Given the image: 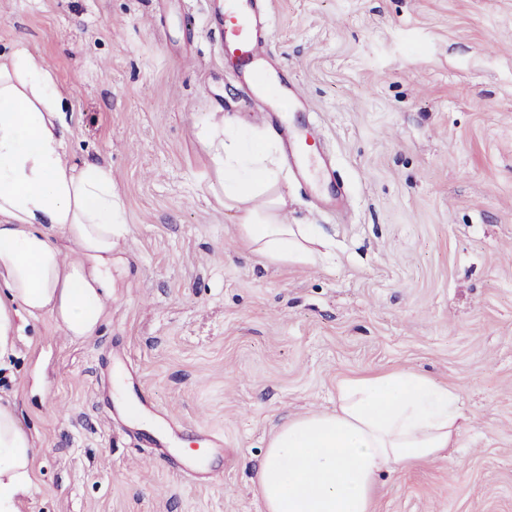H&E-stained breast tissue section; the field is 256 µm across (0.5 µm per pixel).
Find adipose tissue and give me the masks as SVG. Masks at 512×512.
<instances>
[{
	"mask_svg": "<svg viewBox=\"0 0 512 512\" xmlns=\"http://www.w3.org/2000/svg\"><path fill=\"white\" fill-rule=\"evenodd\" d=\"M62 110L50 70L22 48L0 55V371L25 320L49 317L83 340L112 299L124 205L108 169L67 160ZM198 137L238 241L271 265L316 263L326 246L317 229L285 221L278 140L229 119ZM460 416L456 390L417 371L344 380L333 411L272 435L255 493L265 512H372L380 475L445 456ZM37 451L14 405L0 401V512H20Z\"/></svg>",
	"mask_w": 512,
	"mask_h": 512,
	"instance_id": "1",
	"label": "adipose tissue"
}]
</instances>
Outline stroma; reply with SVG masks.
I'll return each instance as SVG.
<instances>
[{
  "label": "stroma",
  "mask_w": 512,
  "mask_h": 512,
  "mask_svg": "<svg viewBox=\"0 0 512 512\" xmlns=\"http://www.w3.org/2000/svg\"><path fill=\"white\" fill-rule=\"evenodd\" d=\"M274 61L308 97L345 196L290 170L312 265L241 250L197 133L266 122L204 20L206 0H0V53L25 47L64 95L67 158L110 169L126 209L96 336L25 326L0 397L41 449L20 512H264L252 480L285 419L393 369L459 393L448 456L383 473L374 512H512V0H265ZM193 15L195 27L184 18ZM155 406L224 437L203 483L103 400L111 363Z\"/></svg>",
  "instance_id": "1"
}]
</instances>
